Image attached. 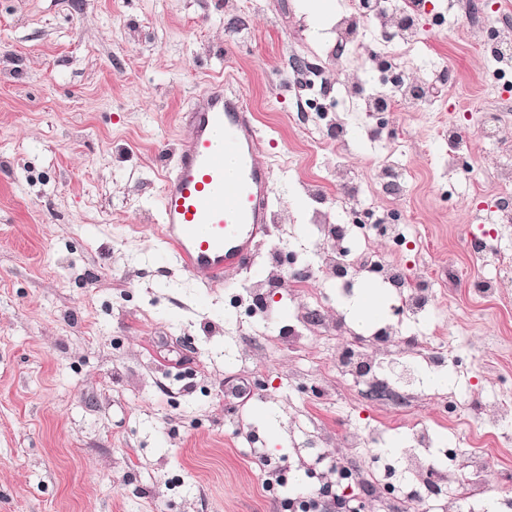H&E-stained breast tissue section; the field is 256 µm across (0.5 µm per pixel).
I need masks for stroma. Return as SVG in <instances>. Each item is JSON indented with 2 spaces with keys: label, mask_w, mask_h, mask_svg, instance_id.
<instances>
[{
  "label": "stroma",
  "mask_w": 512,
  "mask_h": 512,
  "mask_svg": "<svg viewBox=\"0 0 512 512\" xmlns=\"http://www.w3.org/2000/svg\"><path fill=\"white\" fill-rule=\"evenodd\" d=\"M247 8L250 28L232 32ZM415 76L450 67L455 79L429 112L394 123L405 144L408 215L416 247L393 254L406 272L425 266L437 305L403 333L438 332L458 346L442 367L383 357L388 382L412 405H373L334 371L352 296L328 293L326 327L295 337L304 295L266 289L275 323L252 308L274 248L305 256L316 245L318 179L335 195L332 150L314 143L288 58L326 60L332 28L304 0H0V512H285L286 497L318 489L334 463L394 466L428 428L430 455L485 448L487 490L477 512L512 493V419L452 426L436 396L493 406L512 384V268L477 267L468 249L478 216L496 206V148L475 141L469 177L446 174L448 121L476 129L497 106L467 23L419 19ZM240 78L256 113V157L275 180L272 234L231 288L189 279L159 236V194L180 133L177 115L210 82ZM349 167L369 182L382 146L346 117ZM501 293L476 296L471 277ZM380 430L379 445L345 447V430ZM262 450L282 483L266 489Z\"/></svg>",
  "instance_id": "obj_1"
}]
</instances>
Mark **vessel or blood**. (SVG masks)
Listing matches in <instances>:
<instances>
[{
    "label": "vessel or blood",
    "mask_w": 512,
    "mask_h": 512,
    "mask_svg": "<svg viewBox=\"0 0 512 512\" xmlns=\"http://www.w3.org/2000/svg\"><path fill=\"white\" fill-rule=\"evenodd\" d=\"M179 121L184 134L160 188L161 236L188 278L226 288L270 233L273 172L256 158V115L230 85L196 94ZM228 154L237 161L230 176Z\"/></svg>",
    "instance_id": "vessel-or-blood-1"
}]
</instances>
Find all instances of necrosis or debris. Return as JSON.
I'll list each match as a JSON object with an SVG mask.
<instances>
[{
  "instance_id": "1",
  "label": "necrosis or debris",
  "mask_w": 512,
  "mask_h": 512,
  "mask_svg": "<svg viewBox=\"0 0 512 512\" xmlns=\"http://www.w3.org/2000/svg\"><path fill=\"white\" fill-rule=\"evenodd\" d=\"M426 0H377L375 6L365 7L362 0H351L334 26L337 55L349 51L351 35L370 30L375 46L362 54L364 67L372 72L377 82L367 88L358 84L337 83L334 90L336 109L340 112H357L372 116L377 112L399 115L415 109L434 107L441 85L450 83L454 73L449 68L437 69L424 80H411L407 63L421 38L417 20L426 11ZM462 16L468 19L473 32V42L478 53L491 58L496 72L512 85V53L507 46L512 43V19L489 20L476 0H442L438 17ZM373 139L386 146L384 160L375 168L372 189L378 197L394 198L405 189V169L399 162L396 139L389 128L375 127L370 131ZM440 138L448 145V168L458 177L470 173L472 140L480 138L488 143L500 140V128L489 123L476 134H468L460 127L448 125L439 130ZM338 198L343 212L350 221L331 223L328 213L318 210L312 217L313 237L321 247L317 257L294 259L288 267H275L273 280L288 277L293 288H310L328 283L337 295L352 292L359 280H378L388 284L396 297V315L392 321L370 334L358 333L340 323L336 333L342 336V355L330 362V369L348 378L368 400L404 403L405 398L390 388L381 387L376 374L378 366L369 355L371 349L385 350L392 344L403 321H419L434 307L432 291L427 287L423 273L401 275L396 264L379 248L381 240H389L401 248L411 247L412 241L404 233L403 224L394 219L388 208L368 206L356 210L355 199L360 185L349 170L337 168ZM454 477L450 469L422 457H412L403 469L399 484L387 483L380 471L366 475L378 496H387L398 502L403 512H413L419 499L418 490L428 481H435L438 488L447 487ZM453 483V482H452Z\"/></svg>"
}]
</instances>
